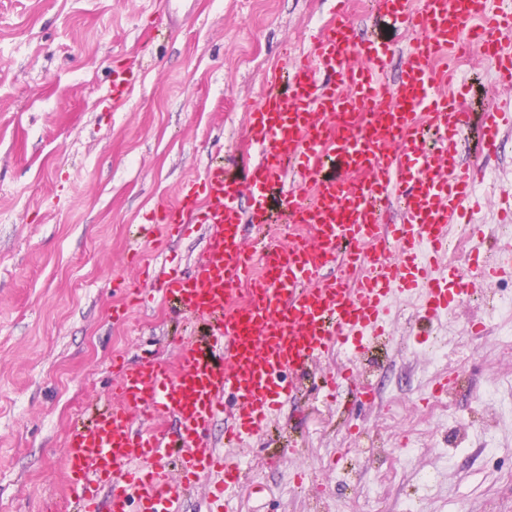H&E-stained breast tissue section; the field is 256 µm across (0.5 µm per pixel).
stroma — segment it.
Segmentation results:
<instances>
[{
	"mask_svg": "<svg viewBox=\"0 0 512 512\" xmlns=\"http://www.w3.org/2000/svg\"><path fill=\"white\" fill-rule=\"evenodd\" d=\"M332 7L192 0L187 15L181 0H0V512H54L68 481L66 438L104 410L114 355L171 363L181 340L205 334L204 320L159 297L114 322L137 286L134 231L209 163L236 176L255 159L244 105ZM133 55L142 80L116 111L112 69ZM459 71L472 112L505 98L479 56ZM476 143L469 132L464 159L485 171L478 195L512 191V133L488 157ZM206 246L194 232L142 248L172 273ZM486 308L480 296L460 298L417 336L412 303L397 301L391 340L363 363L375 403L359 404L351 386L326 402L306 381L278 428L233 449L239 512H512V349L494 344L512 319L489 320ZM439 336L443 362L432 353ZM454 369L464 378L447 397L449 420L422 400Z\"/></svg>",
	"mask_w": 512,
	"mask_h": 512,
	"instance_id": "obj_1",
	"label": "stroma"
}]
</instances>
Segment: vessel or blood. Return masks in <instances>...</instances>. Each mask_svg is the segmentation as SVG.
Returning a JSON list of instances; mask_svg holds the SVG:
<instances>
[{
	"label": "vessel or blood",
	"instance_id": "vessel-or-blood-1",
	"mask_svg": "<svg viewBox=\"0 0 512 512\" xmlns=\"http://www.w3.org/2000/svg\"><path fill=\"white\" fill-rule=\"evenodd\" d=\"M490 2L377 0L379 14L413 37L400 48L355 41L350 0H336L334 19L288 58L285 71L265 76L259 103L247 111L257 161L235 178L209 165L177 205L143 225L147 236L160 224L171 233L207 231L190 277L151 271L147 278L185 313L211 319L212 328L205 346L184 343L172 368L149 360L122 366L110 410L73 429L67 494L80 512H127L132 499L141 512H185L187 491L203 481L225 493L240 481L229 449L276 423L326 351L346 357L326 374L329 390L348 384L359 401H373L362 361L390 337L393 297L415 298L430 325L455 307L456 287L473 294L512 273V249L472 221L482 171L461 160L470 87L446 90L448 57L461 52L477 53L497 83L512 88V52L499 38L512 30V7ZM397 54L404 69L391 82ZM137 78L133 63L114 68V105ZM479 127V152L497 150L512 130V99L486 106ZM277 187L278 221L293 232L288 241L247 248L242 230L268 223ZM393 208L398 219L386 221ZM464 219L479 245L497 254L476 275L448 259L450 230ZM228 394L236 411L219 449L208 430ZM173 448L181 451L177 483L160 463Z\"/></svg>",
	"mask_w": 512,
	"mask_h": 512
}]
</instances>
